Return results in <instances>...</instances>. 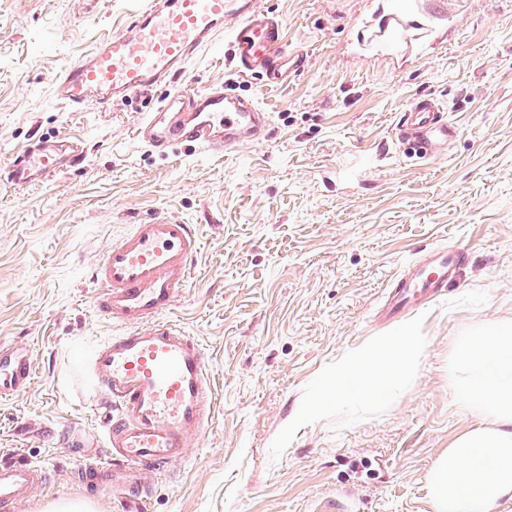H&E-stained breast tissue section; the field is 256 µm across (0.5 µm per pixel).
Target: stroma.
I'll return each instance as SVG.
<instances>
[{"mask_svg":"<svg viewBox=\"0 0 512 512\" xmlns=\"http://www.w3.org/2000/svg\"><path fill=\"white\" fill-rule=\"evenodd\" d=\"M142 0H0V167L31 138L69 139L82 160L59 179L0 181V344L28 345L34 375L0 397V456L44 465L51 484L22 512L91 497L68 441L104 415L82 386L89 354L120 326L99 319L89 270L131 225L164 213L197 225L200 251L170 318L205 349L215 417L186 458L156 475L144 512H313L351 493L354 512H434L425 477L481 413L458 404L460 337L512 322V0H462L438 54L403 68L344 49L365 0H261L308 56L287 84L241 74L226 53L187 66L195 89L225 84L271 116L266 142L225 155L194 144L162 157L134 129L169 91L73 110L53 83L119 31ZM457 127L446 152L405 157L391 139L419 93ZM356 159L352 173L340 163ZM441 245L469 254L448 292L411 313L425 339L412 383L377 407L310 403L342 358L398 331L389 280Z\"/></svg>","mask_w":512,"mask_h":512,"instance_id":"stroma-1","label":"stroma"}]
</instances>
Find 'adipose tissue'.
Instances as JSON below:
<instances>
[{"mask_svg":"<svg viewBox=\"0 0 512 512\" xmlns=\"http://www.w3.org/2000/svg\"><path fill=\"white\" fill-rule=\"evenodd\" d=\"M424 351L417 327L406 325L339 364L320 398L379 401L390 387L407 383ZM455 359V400L481 404L485 417L429 469L426 484L435 512H493L498 501L512 499V323L466 337Z\"/></svg>","mask_w":512,"mask_h":512,"instance_id":"obj_1","label":"adipose tissue"}]
</instances>
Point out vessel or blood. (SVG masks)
Segmentation results:
<instances>
[{"label": "vessel or blood", "mask_w": 512, "mask_h": 512, "mask_svg": "<svg viewBox=\"0 0 512 512\" xmlns=\"http://www.w3.org/2000/svg\"><path fill=\"white\" fill-rule=\"evenodd\" d=\"M448 0H369L361 27L350 29L353 53L379 55L401 65L434 56L459 28ZM231 48L243 74L272 84L300 75L308 62L284 43L283 27L258 0H144L121 31L66 67L54 82L56 97L69 106L108 109L173 81L200 51L218 40ZM269 115L254 100L224 85L178 88L137 124V140L160 156L183 142L211 154L262 142ZM402 144L423 157L447 150L457 129L438 101L415 96L394 126ZM71 142L38 138L6 166L10 183H45L80 160ZM200 249L194 225L157 216L110 243L92 270L95 308L122 331L90 358L95 392L119 413L87 445L100 448L107 465L85 459L73 473L91 494H145L148 479L182 461L192 440L214 414L210 371L200 344L168 323L189 281ZM467 259L461 249H435L401 271L389 284L387 315L398 320L446 291ZM31 353L0 346V397L26 389ZM45 468L25 460L0 461V512H21L31 490L45 485Z\"/></svg>", "instance_id": "b4317fda"}]
</instances>
